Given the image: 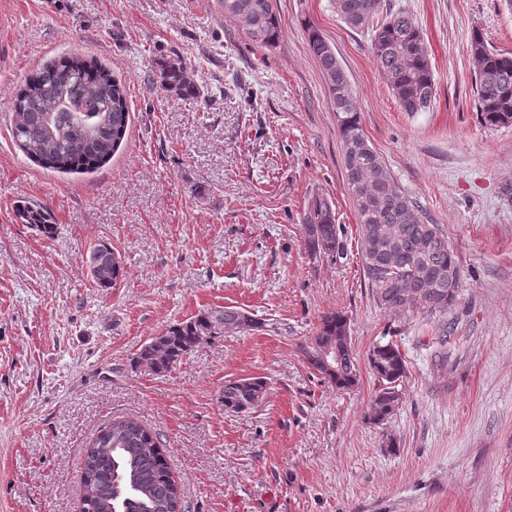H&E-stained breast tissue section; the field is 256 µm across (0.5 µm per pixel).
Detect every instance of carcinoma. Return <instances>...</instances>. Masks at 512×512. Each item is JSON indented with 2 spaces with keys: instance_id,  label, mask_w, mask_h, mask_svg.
<instances>
[{
  "instance_id": "obj_1",
  "label": "carcinoma",
  "mask_w": 512,
  "mask_h": 512,
  "mask_svg": "<svg viewBox=\"0 0 512 512\" xmlns=\"http://www.w3.org/2000/svg\"><path fill=\"white\" fill-rule=\"evenodd\" d=\"M224 15L239 21L251 39L273 45L281 35L272 0H223ZM366 0H332L336 14L350 27L371 32L370 50L405 112H425L435 96V81L424 35L404 10L386 8L382 21L365 12ZM307 45L318 61L337 114L342 142L346 186L358 217L363 270L372 296L385 312L400 319L420 311L444 317L460 289H448V275L463 277L457 254L439 227L429 222L387 172L385 163L367 141L356 95L333 46L313 23L306 24ZM468 51L474 61L475 105L484 125L512 124V57L498 52L483 33L472 31ZM160 86L168 92L194 95L196 86L176 61L162 65ZM79 97L88 103L80 120H68L56 104ZM12 138L32 161L62 173H87L106 163L124 140L130 118L124 85L96 62L79 56L63 57L39 69L11 103ZM17 216L49 236L53 218L44 205L24 201ZM340 225L333 202L312 197L303 217V233L310 252L319 253L318 241L340 247ZM90 256L101 261L93 281L112 288L124 268L110 242H98ZM240 311L226 307L205 311L193 319L170 325L145 344L135 364L160 375L199 345L237 327ZM349 319L331 312L322 319L304 351L309 366L323 370L322 347L346 335ZM377 361L369 366L378 382H402L406 360L393 339L380 340ZM340 389L357 382L356 360L345 351L338 371L327 374ZM264 380L252 377L227 381L220 392L224 408L245 412L253 399L264 395ZM380 389L369 407L373 414L390 415L401 398L400 390ZM84 507L87 512H176L181 491L173 479L159 438L139 420H114L89 443L85 454Z\"/></svg>"
}]
</instances>
